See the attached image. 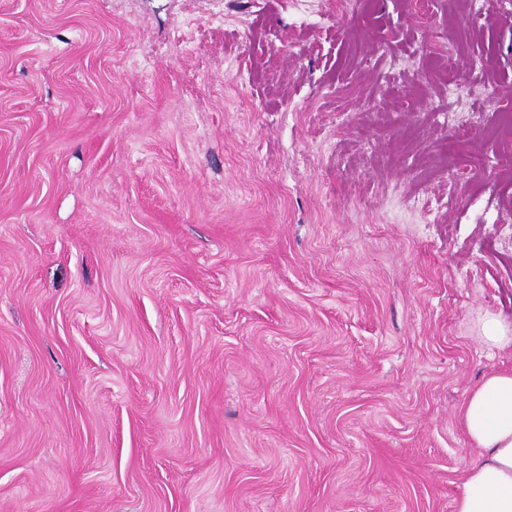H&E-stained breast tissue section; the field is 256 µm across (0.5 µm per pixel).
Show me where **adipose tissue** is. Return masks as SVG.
<instances>
[{"instance_id": "1", "label": "adipose tissue", "mask_w": 512, "mask_h": 512, "mask_svg": "<svg viewBox=\"0 0 512 512\" xmlns=\"http://www.w3.org/2000/svg\"><path fill=\"white\" fill-rule=\"evenodd\" d=\"M458 419L478 455L465 471L453 512H512V368L471 388Z\"/></svg>"}]
</instances>
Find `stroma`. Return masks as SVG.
Instances as JSON below:
<instances>
[{
	"label": "stroma",
	"mask_w": 512,
	"mask_h": 512,
	"mask_svg": "<svg viewBox=\"0 0 512 512\" xmlns=\"http://www.w3.org/2000/svg\"><path fill=\"white\" fill-rule=\"evenodd\" d=\"M214 10L0 0V512H452L512 0Z\"/></svg>",
	"instance_id": "stroma-1"
}]
</instances>
